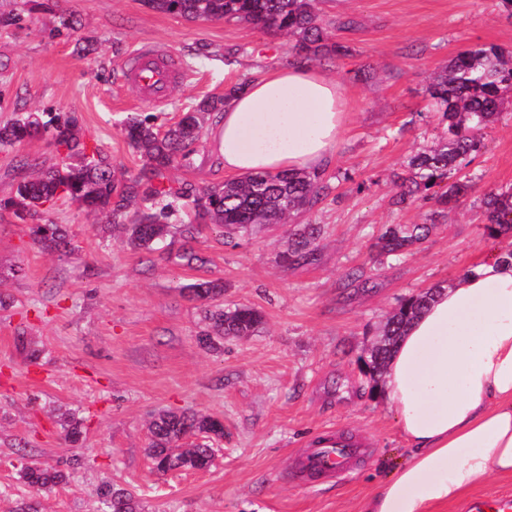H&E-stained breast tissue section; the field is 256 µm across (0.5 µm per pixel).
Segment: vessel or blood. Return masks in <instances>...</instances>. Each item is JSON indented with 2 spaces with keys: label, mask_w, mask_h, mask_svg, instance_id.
I'll return each instance as SVG.
<instances>
[{
  "label": "vessel or blood",
  "mask_w": 512,
  "mask_h": 512,
  "mask_svg": "<svg viewBox=\"0 0 512 512\" xmlns=\"http://www.w3.org/2000/svg\"><path fill=\"white\" fill-rule=\"evenodd\" d=\"M178 74V64L166 49L144 45L131 55L129 79L144 102L164 101ZM357 453L358 446L354 442H339L331 435L323 437L303 458L300 476L307 481L318 476L344 474Z\"/></svg>",
  "instance_id": "1"
}]
</instances>
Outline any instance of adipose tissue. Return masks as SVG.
<instances>
[{
	"mask_svg": "<svg viewBox=\"0 0 512 512\" xmlns=\"http://www.w3.org/2000/svg\"><path fill=\"white\" fill-rule=\"evenodd\" d=\"M336 81L279 67L226 101L210 133L230 175L321 168L346 120ZM409 460L361 512H436L492 475H512V260L464 272L413 317L377 389Z\"/></svg>",
	"mask_w": 512,
	"mask_h": 512,
	"instance_id": "ef3b65f1",
	"label": "adipose tissue"
}]
</instances>
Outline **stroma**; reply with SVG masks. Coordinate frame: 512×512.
Returning <instances> with one entry per match:
<instances>
[{
  "label": "stroma",
  "instance_id": "obj_1",
  "mask_svg": "<svg viewBox=\"0 0 512 512\" xmlns=\"http://www.w3.org/2000/svg\"><path fill=\"white\" fill-rule=\"evenodd\" d=\"M320 16L351 54L320 70L341 87L349 121L325 196L303 216L318 224L317 256L287 265L291 224H258L244 235L172 231L159 249L132 250L122 233L74 203L49 218L75 249L33 243L3 200L60 155L37 136L0 150V512H101L106 486L123 488L142 512H358L380 481L408 457L394 414L374 391L363 361L400 302L449 287L474 265L512 249L490 237L479 198L512 185V104L484 131V147L462 174L471 195L448 211L435 201L392 206L395 174L442 130L426 88L463 48L512 50V18L497 0H320ZM72 36L57 35L60 17ZM351 28H343V21ZM144 44L168 49L181 74L151 105L128 84V56ZM292 45L239 22L188 21L143 0H0V123L17 112H69L87 145H100L120 172L139 159L116 127L131 112L179 120L188 106L286 64ZM365 70L369 79L357 78ZM172 179L224 183L209 137ZM389 224H426L427 238L398 260L374 244ZM193 249L202 264L179 265ZM357 272L372 280L361 287ZM219 279L217 300L183 287ZM259 310L257 333L201 341L208 310ZM219 419L214 460L203 471L154 470L149 425L161 412ZM80 421L78 442L65 437ZM359 441L351 471L297 480L318 437ZM62 482L34 493L21 478L29 459Z\"/></svg>",
  "mask_w": 512,
  "mask_h": 512
}]
</instances>
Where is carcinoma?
<instances>
[{
  "mask_svg": "<svg viewBox=\"0 0 512 512\" xmlns=\"http://www.w3.org/2000/svg\"><path fill=\"white\" fill-rule=\"evenodd\" d=\"M150 9L188 21L244 22L267 33L292 37L295 57L301 60L340 59L349 47L335 41L319 14L318 0H145ZM427 95L444 123L436 142L423 147L408 162V175H396L400 191L393 205L403 207L416 195L444 207L454 206L472 191L468 180L457 177L481 149L483 129L501 113L512 95V53L496 45L475 43L462 50L436 75ZM222 98L199 100L167 128L151 114H128L119 121L121 133L139 156L141 167L122 177L99 147L81 142L77 119L66 113L17 112L0 125V148H12L32 135L45 132L66 155L32 179L20 181L4 206L30 224L33 242L45 250H73L69 235L47 219L43 206L59 200L79 204L106 224L120 226L134 250L152 249L170 233L171 217L186 214L182 233L193 225L211 224L219 232L233 228L247 231L254 224H286L309 211L327 189L322 171H283L246 175L219 186H196L169 179L168 171L186 164L201 139L207 115L226 103ZM484 227L489 235L512 233V186L491 189L479 199ZM421 224H391L378 238V255L399 258L425 237ZM316 224H300L288 241L281 260L289 264L314 260L313 247L320 236ZM197 299L224 294L220 280H198L184 286ZM440 287L410 296L393 312L383 334L367 356L371 376L383 374L385 363L403 329ZM215 335L249 336L262 324L261 313L251 307L222 308L209 312ZM224 436L215 419L194 412L162 413L151 423L150 458L159 472L183 467L203 469L212 455L205 443L183 441L192 437ZM23 477L36 492L55 486L61 475L32 461ZM103 512H138L130 493L112 488L104 493Z\"/></svg>",
  "mask_w": 512,
  "mask_h": 512,
  "instance_id": "carcinoma-1",
  "label": "carcinoma"
}]
</instances>
